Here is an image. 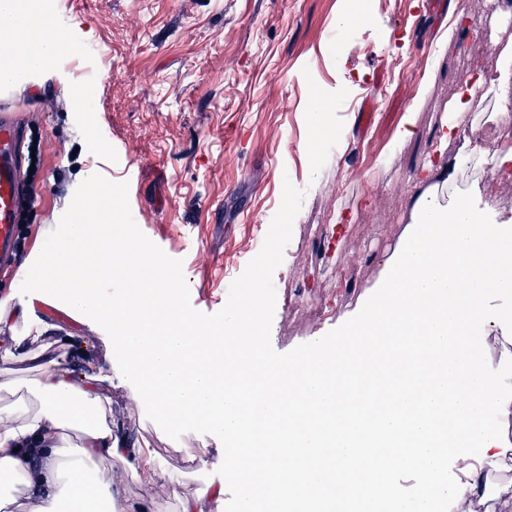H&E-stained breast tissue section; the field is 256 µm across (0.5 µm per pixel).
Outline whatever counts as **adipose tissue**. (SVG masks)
Returning a JSON list of instances; mask_svg holds the SVG:
<instances>
[{
  "label": "adipose tissue",
  "instance_id": "1",
  "mask_svg": "<svg viewBox=\"0 0 512 512\" xmlns=\"http://www.w3.org/2000/svg\"><path fill=\"white\" fill-rule=\"evenodd\" d=\"M31 378L0 380V512H124L114 470L140 451L115 435L102 392L75 382L56 360L33 354Z\"/></svg>",
  "mask_w": 512,
  "mask_h": 512
}]
</instances>
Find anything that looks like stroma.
<instances>
[{"mask_svg":"<svg viewBox=\"0 0 512 512\" xmlns=\"http://www.w3.org/2000/svg\"><path fill=\"white\" fill-rule=\"evenodd\" d=\"M44 18L0 41L5 61L61 29L79 47L11 92L36 195L17 226L18 264L40 253L77 187L99 174L127 183L135 223L181 260L192 306L212 314L260 252L288 180L305 198L273 274L271 345L285 353L336 328L384 278L426 163L488 214L505 211L506 195L491 190L499 145L482 138L499 109L490 88L512 55V10L500 0H50ZM478 79L472 125L441 143L449 101ZM408 114L412 135L397 140ZM467 142L482 153L465 155ZM2 301L30 303L0 274ZM33 306L14 329L23 354L6 368L27 376L36 344L26 334L43 327L62 368L111 375L113 428L165 472L150 484L117 479L130 512H178L207 484L204 512H224L219 439L169 438L109 364L98 324L58 303ZM203 444L205 467L195 456Z\"/></svg>","mask_w":512,"mask_h":512,"instance_id":"1","label":"stroma"}]
</instances>
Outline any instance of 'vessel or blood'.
<instances>
[{
    "label": "vessel or blood",
    "mask_w": 512,
    "mask_h": 512,
    "mask_svg": "<svg viewBox=\"0 0 512 512\" xmlns=\"http://www.w3.org/2000/svg\"><path fill=\"white\" fill-rule=\"evenodd\" d=\"M20 123L9 112L0 113V266L14 264L12 247L15 241L19 212L31 197L20 180L17 161Z\"/></svg>",
    "instance_id": "obj_1"
}]
</instances>
